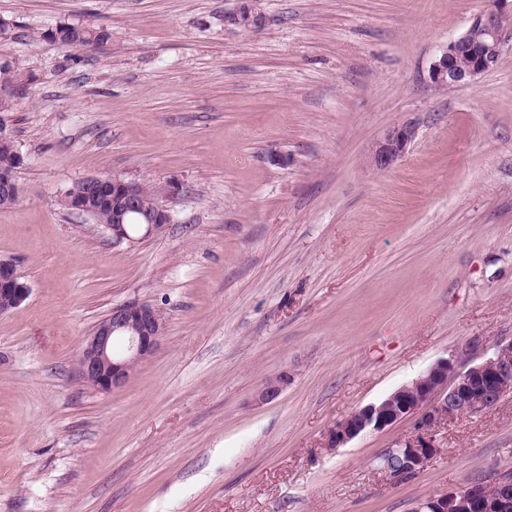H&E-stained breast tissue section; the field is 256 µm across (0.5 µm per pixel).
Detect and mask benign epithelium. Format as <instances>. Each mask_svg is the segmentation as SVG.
<instances>
[{"instance_id":"obj_1","label":"benign epithelium","mask_w":512,"mask_h":512,"mask_svg":"<svg viewBox=\"0 0 512 512\" xmlns=\"http://www.w3.org/2000/svg\"><path fill=\"white\" fill-rule=\"evenodd\" d=\"M493 0V7L473 17L468 29L447 47L431 69V83L445 90L475 80L497 66L512 31V12L506 13ZM414 131L405 124L387 129L376 142L371 164L384 170L407 150ZM83 200L90 203L101 191L112 188L118 199L114 224L108 227L112 242L133 243L125 231L126 216L142 214L141 238L151 237L164 227L170 215L159 203L147 210L141 204L143 183L119 175L83 179ZM30 295L12 262L0 260V301L7 312L19 307ZM165 323L159 310L147 303L130 302L112 308L87 336L79 361L78 374L93 388L110 392L123 387L138 363L156 349ZM293 382L284 369L265 379L254 395L265 404L277 399ZM512 394V342L499 346L484 361L467 368L458 367L457 356L441 359L423 375L404 385L377 404L367 405L337 424L330 435V447L343 445L369 430H383L409 417H420L428 428L448 419H459L486 412L505 395ZM441 448L423 434L400 441L384 450L380 470L392 480L418 473ZM411 512H512V476L502 474L489 484H475L461 490L429 496L416 503Z\"/></svg>"}]
</instances>
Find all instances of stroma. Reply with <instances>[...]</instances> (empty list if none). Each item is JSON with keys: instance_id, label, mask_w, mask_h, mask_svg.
I'll return each mask as SVG.
<instances>
[{"instance_id": "obj_1", "label": "stroma", "mask_w": 512, "mask_h": 512, "mask_svg": "<svg viewBox=\"0 0 512 512\" xmlns=\"http://www.w3.org/2000/svg\"><path fill=\"white\" fill-rule=\"evenodd\" d=\"M487 6L0 0L23 158L0 259L31 289L0 313V512H411L512 470V395L436 424L440 454L400 483L376 458L418 417L329 445L437 360L512 342V40L474 81L429 79ZM61 24L112 37L65 48ZM397 124L414 139L376 169ZM112 174L176 185L159 234L116 245L63 207ZM131 301L162 313L157 349L84 386L86 337ZM414 131L405 124H397L387 129L376 142L370 156L371 164L377 169L389 168L407 150ZM293 382V375L284 369L276 375L265 379L257 389L254 399L257 403L265 404L277 399Z\"/></svg>"}]
</instances>
